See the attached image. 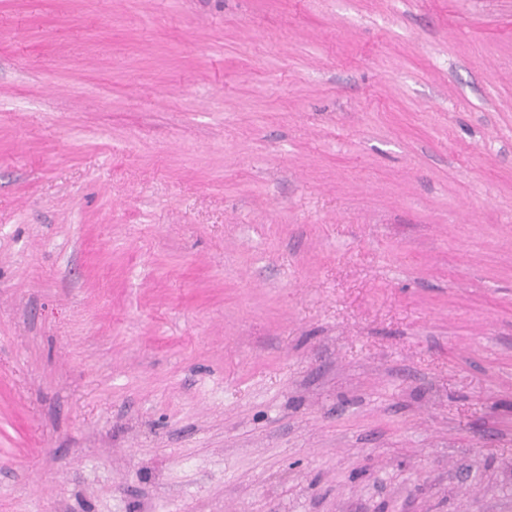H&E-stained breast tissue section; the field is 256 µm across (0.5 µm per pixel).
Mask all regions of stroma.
I'll return each mask as SVG.
<instances>
[{"mask_svg":"<svg viewBox=\"0 0 512 512\" xmlns=\"http://www.w3.org/2000/svg\"><path fill=\"white\" fill-rule=\"evenodd\" d=\"M0 512H512V0H0Z\"/></svg>","mask_w":512,"mask_h":512,"instance_id":"1","label":"stroma"}]
</instances>
